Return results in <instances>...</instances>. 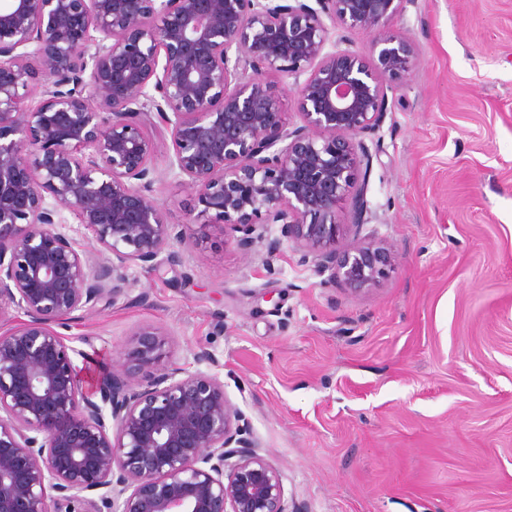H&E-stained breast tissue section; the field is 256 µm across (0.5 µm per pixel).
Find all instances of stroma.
<instances>
[{"label":"stroma","instance_id":"stroma-1","mask_svg":"<svg viewBox=\"0 0 512 512\" xmlns=\"http://www.w3.org/2000/svg\"><path fill=\"white\" fill-rule=\"evenodd\" d=\"M389 27L415 56L364 138L368 228L401 255L379 285L324 284L286 243L247 258L160 157L184 264L133 267L61 334L87 383L145 325L172 366L208 349L290 512H512V0H414Z\"/></svg>","mask_w":512,"mask_h":512}]
</instances>
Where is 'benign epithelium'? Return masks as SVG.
Masks as SVG:
<instances>
[{
  "instance_id": "1",
  "label": "benign epithelium",
  "mask_w": 512,
  "mask_h": 512,
  "mask_svg": "<svg viewBox=\"0 0 512 512\" xmlns=\"http://www.w3.org/2000/svg\"><path fill=\"white\" fill-rule=\"evenodd\" d=\"M314 2L0 0V317H28L0 335V512H288L224 382L171 367L158 328L86 388L55 327L115 303L133 266L182 265L188 225L155 197L162 154L208 222L266 266L281 247L271 224L351 292L398 263L391 242L361 234L374 163L362 136L409 72L415 48L386 24L413 0ZM338 30L341 43L371 35L369 56L338 48Z\"/></svg>"
}]
</instances>
